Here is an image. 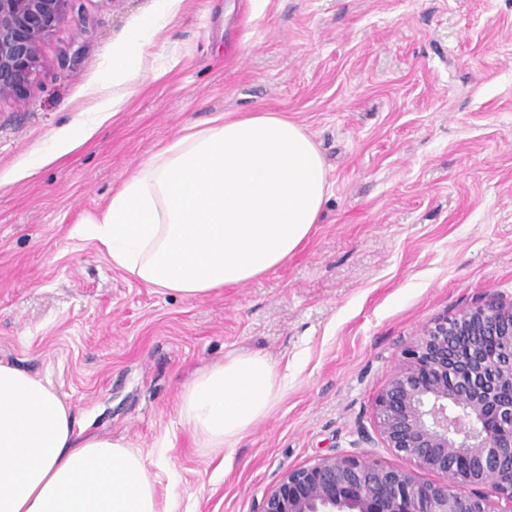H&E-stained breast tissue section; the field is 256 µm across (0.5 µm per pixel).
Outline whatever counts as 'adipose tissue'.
Wrapping results in <instances>:
<instances>
[{
	"instance_id": "ef3b65f1",
	"label": "adipose tissue",
	"mask_w": 512,
	"mask_h": 512,
	"mask_svg": "<svg viewBox=\"0 0 512 512\" xmlns=\"http://www.w3.org/2000/svg\"><path fill=\"white\" fill-rule=\"evenodd\" d=\"M112 56L113 88L131 92L135 59L175 15ZM328 171L312 137L279 112L219 116L145 161L73 233L155 288L204 298L275 270L320 220ZM286 390L266 356L242 353L200 372L181 393L182 424L204 447L231 448ZM0 512H172L148 459L128 441L84 434L43 380L0 361Z\"/></svg>"
}]
</instances>
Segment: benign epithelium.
<instances>
[{
  "mask_svg": "<svg viewBox=\"0 0 512 512\" xmlns=\"http://www.w3.org/2000/svg\"><path fill=\"white\" fill-rule=\"evenodd\" d=\"M71 2L0 0V102L24 96ZM403 358L374 414L414 468L337 450L288 472L261 512H512V301L488 294L438 318Z\"/></svg>",
  "mask_w": 512,
  "mask_h": 512,
  "instance_id": "obj_1",
  "label": "benign epithelium"
}]
</instances>
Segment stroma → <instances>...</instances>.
Here are the masks:
<instances>
[{
	"instance_id": "stroma-1",
	"label": "stroma",
	"mask_w": 512,
	"mask_h": 512,
	"mask_svg": "<svg viewBox=\"0 0 512 512\" xmlns=\"http://www.w3.org/2000/svg\"><path fill=\"white\" fill-rule=\"evenodd\" d=\"M156 8L74 0L37 79L0 103V361L155 462L173 512H260L338 449L411 468L374 417L404 349L483 295L512 301V0H180L113 99L112 54ZM257 111L301 124L329 171L283 265L188 299L73 234L185 127ZM235 353L287 368V391L235 447L205 448L179 397Z\"/></svg>"
}]
</instances>
